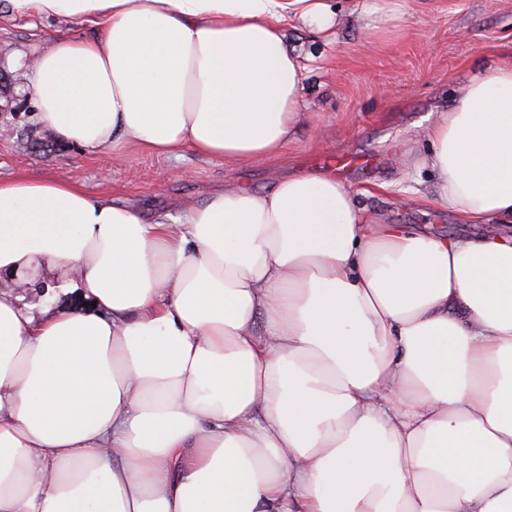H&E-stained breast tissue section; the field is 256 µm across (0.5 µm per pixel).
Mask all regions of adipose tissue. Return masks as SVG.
Instances as JSON below:
<instances>
[{
    "instance_id": "obj_1",
    "label": "adipose tissue",
    "mask_w": 512,
    "mask_h": 512,
    "mask_svg": "<svg viewBox=\"0 0 512 512\" xmlns=\"http://www.w3.org/2000/svg\"><path fill=\"white\" fill-rule=\"evenodd\" d=\"M86 22L26 92L59 139L255 163L300 123L288 22L325 0H7ZM423 163L476 239L375 224L335 176L230 183L148 222L0 181V512H512V63L463 79ZM16 278L29 283V288L21 293L22 304L31 307L35 314L48 305L64 307L84 304L80 289L70 288L67 294L48 293L47 288H52L61 282L63 277L58 271L51 270L41 263L33 264L29 269L19 273Z\"/></svg>"
}]
</instances>
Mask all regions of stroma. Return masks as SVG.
<instances>
[{"instance_id":"obj_1","label":"stroma","mask_w":512,"mask_h":512,"mask_svg":"<svg viewBox=\"0 0 512 512\" xmlns=\"http://www.w3.org/2000/svg\"><path fill=\"white\" fill-rule=\"evenodd\" d=\"M337 24L323 38L298 21L286 29L289 47L302 57L304 118L281 155L247 165L184 151L180 157L138 148L99 154L57 142L52 151L31 148L26 129L38 123L32 100L0 115L13 129L0 139V180L17 176L80 185L94 198L118 199L145 218L203 201L213 188L237 182L258 193L298 171L334 173L333 159L356 155L363 166L342 177L359 206L382 224L474 238L480 224H463L434 192L418 163L429 149L423 123L447 111L464 74L512 62V0H403L401 13L374 47H365L362 0H327ZM95 36L92 25L11 14L0 0V69L15 90L27 82L28 62L49 50L57 34ZM23 304L33 311L82 303L80 290L52 293L58 271L36 263L21 272Z\"/></svg>"}]
</instances>
